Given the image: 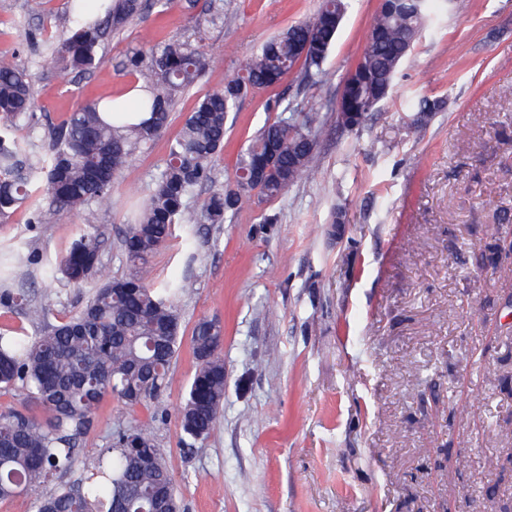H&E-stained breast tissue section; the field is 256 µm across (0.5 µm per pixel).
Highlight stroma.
Here are the masks:
<instances>
[{"mask_svg": "<svg viewBox=\"0 0 512 512\" xmlns=\"http://www.w3.org/2000/svg\"><path fill=\"white\" fill-rule=\"evenodd\" d=\"M108 35L112 76L63 73L43 54L70 25L68 0H0V56L28 68L36 156L45 131L79 106L125 93L122 69L145 36L200 47L207 64L171 120L119 173L112 203L37 224L22 207L0 222V259L29 258L23 287L47 309L34 320L0 306V332L36 338L79 312L104 278L126 270L121 240L165 166L197 100L240 72L261 45L312 19L320 0H142ZM318 75L295 68L229 113L211 179L186 204L201 211L231 187L235 163L280 103L319 111L321 172L271 201L244 199L221 224H178L149 263L155 284L187 276L182 336L157 409L98 405L80 461L111 433L152 423L181 512H512V0H429L430 20L382 111L357 129L327 105L359 60L381 0H346ZM445 102L414 132L412 104ZM342 223H334L335 213ZM96 228L102 270L82 286L49 273L81 226ZM224 327V406L211 435L189 443L179 407L196 371L201 318ZM501 467L491 470L488 460Z\"/></svg>", "mask_w": 512, "mask_h": 512, "instance_id": "1", "label": "stroma"}]
</instances>
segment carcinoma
I'll return each instance as SVG.
<instances>
[{
  "label": "carcinoma",
  "mask_w": 512,
  "mask_h": 512,
  "mask_svg": "<svg viewBox=\"0 0 512 512\" xmlns=\"http://www.w3.org/2000/svg\"><path fill=\"white\" fill-rule=\"evenodd\" d=\"M73 26L68 36L50 42L58 68L95 73L110 71L100 54L108 32H119L140 13L142 0H71ZM346 12L345 0H321L316 17L290 26L266 42L224 86L200 98L171 142L164 168L139 219L122 239L126 274L102 282L76 315L50 327L32 341L0 333V391L21 388L43 409L36 418L18 411L0 412V501L37 487L55 486L36 497L35 512H161L176 499L173 478L145 425L110 436L95 461L78 467L77 437L90 426L102 398L111 394L125 406L147 407L168 386L180 345V297L192 288L174 280L158 290L148 282L149 258L172 235L176 224H222L242 197L227 188L213 193L200 212L186 199L210 180L215 157L224 147L227 113L248 93L277 84L297 65L318 74L333 47ZM428 19L427 0H392L382 6L366 41L364 54L344 80L341 111L358 117L379 111L397 72L414 48ZM308 43L305 53L299 45ZM206 56L179 40L150 45L126 56L122 68L145 81L148 95L112 102L113 122L103 121L98 104L86 103L47 129L54 147L45 160L34 159L29 143L14 131L33 118V93L26 70L15 59L0 57V218L29 204L35 222L51 224L56 216L77 212L111 199L112 186L135 150L167 127L175 97L199 77ZM440 99L420 98L414 125L443 109ZM151 113L148 121L125 122L126 113ZM266 123L242 151L236 171L249 172L254 160L273 152L265 174L252 189L263 200L283 195L311 179L318 168V112ZM101 267L100 241L91 228L80 229L61 259L58 273L81 285ZM0 305L43 316V308L23 293H0ZM224 329L216 319L199 320L191 349L197 363L188 396L180 409L183 431L195 441L209 437L224 405V359L217 351Z\"/></svg>",
  "instance_id": "carcinoma-1"
}]
</instances>
